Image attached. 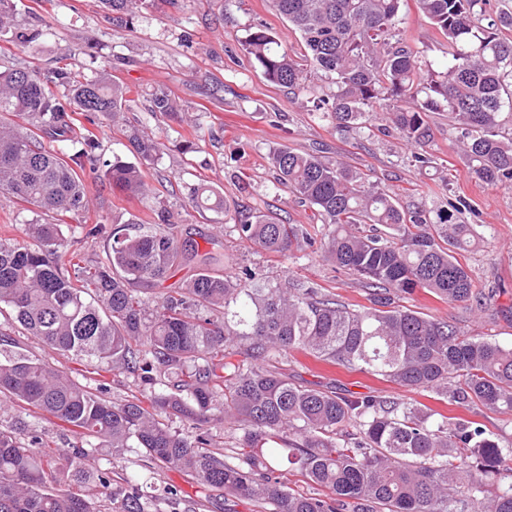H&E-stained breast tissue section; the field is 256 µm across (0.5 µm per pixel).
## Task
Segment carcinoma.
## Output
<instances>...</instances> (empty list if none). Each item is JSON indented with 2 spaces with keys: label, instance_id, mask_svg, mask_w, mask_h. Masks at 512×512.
<instances>
[{
  "label": "carcinoma",
  "instance_id": "1",
  "mask_svg": "<svg viewBox=\"0 0 512 512\" xmlns=\"http://www.w3.org/2000/svg\"><path fill=\"white\" fill-rule=\"evenodd\" d=\"M298 33L304 51L291 55L259 24L247 35V54L263 77L305 96L320 117L365 138L395 134L411 159L431 163L430 113L446 112L462 144L467 174L491 186H512V13L489 14L490 0H415L448 43L438 64L403 36V0H268ZM146 0H101L112 23L139 12ZM35 41L18 20L14 0H0V36ZM323 72L329 92L315 95L308 74ZM128 90L107 74L79 81L64 67L44 73L18 63L0 70V190L59 216L85 207L81 173L92 161L94 135L74 136L72 114L123 120ZM511 111H503L504 107ZM150 111L177 116L176 100L154 93ZM128 142L148 164L163 150L138 129ZM81 148L61 158L45 143ZM278 185L312 209L321 228L310 233L274 212L231 209L203 181L191 195L199 212L224 215L241 239L266 252L319 245L321 255L370 287L371 306L353 308L312 287L293 288L250 268L231 279L210 269L169 286L155 304L133 285L161 284L197 256L169 218L142 224H97L89 236L112 243L104 263L62 261L59 224H28L29 243L0 241V305L44 345L136 374L149 386L151 408L134 397L114 402L0 338V396L50 413L80 430L85 445L55 454L54 467L36 437L20 441L0 429V512H96L79 486L89 476L96 441L136 447L156 465L182 470L272 512H512V440L472 421L434 418L420 403L343 396L303 388L270 365L292 350L420 390L462 406L512 410V347L465 336L395 304L394 295L422 290L471 311L484 294L458 255L479 242L471 224L450 213L379 191L342 160L284 147L270 153ZM103 177L114 188L144 194L141 167L115 158ZM241 356L225 361L226 351ZM179 419L192 434L173 431ZM242 426V465L209 450V427ZM324 494L294 492L282 462ZM112 512H147L133 493Z\"/></svg>",
  "mask_w": 512,
  "mask_h": 512
}]
</instances>
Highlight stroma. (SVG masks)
<instances>
[{
	"label": "stroma",
	"mask_w": 512,
	"mask_h": 512,
	"mask_svg": "<svg viewBox=\"0 0 512 512\" xmlns=\"http://www.w3.org/2000/svg\"><path fill=\"white\" fill-rule=\"evenodd\" d=\"M28 27L41 30L32 48L23 49L0 39V65L30 60L51 69L59 54L72 52V67L81 78L93 79L102 68L126 84L132 104L128 124L152 132L165 148L146 168L147 182L156 195L132 196L111 188L106 180L89 173L84 187L86 211L60 217L68 244L85 260L104 261L107 244L85 238L87 225L160 223L173 215L175 232L199 244L194 262L179 267L175 280H183L205 266L228 276H238L248 265L293 284L330 292L351 305L369 303L362 279L336 269L321 254L306 250L289 256L266 253L239 239L223 215L198 213L190 204L199 181H208L225 198L247 211H273L293 224L309 225L311 211L292 194L280 190L270 152L286 146L329 158H340L367 174L390 194H414L416 200L440 209L452 208V221L471 224L481 242L464 262L487 296L483 312L415 291L402 300L404 306L424 317L455 324L464 334L484 336L512 346V189L489 186L467 174L456 134L445 117L432 115L433 163L413 166L409 152L391 136L370 140L336 131L309 108L295 103L287 88L267 81L243 49L250 27L265 24L287 45L301 52L296 34L273 12L267 0H149L142 12L123 26H114L99 0H15ZM401 15L403 32L415 48L431 61L443 58V39L422 15L414 0H405ZM166 90L178 96L194 118L185 125L175 117H161L148 110L149 94ZM79 128L93 132L98 160L118 156L127 162L136 157L120 128L86 112L76 115ZM34 208L0 193V238L26 241L25 226ZM0 332L9 335L51 366L67 373L94 394L119 401L141 394L144 383L136 376L112 370L72 354L41 347L14 319L0 311ZM297 384L357 397L379 396L388 400L419 402L445 416L475 421L505 437H512V411H491L479 405L467 408L440 403L421 391L352 372L343 366L316 360L292 351L278 363ZM27 424L21 441L39 436L54 448L67 447L74 435L65 423L46 412H31L0 398V424ZM100 472L106 474L114 496L139 488L147 496L148 512H260L247 500L231 499L215 506L208 488L175 469H161L143 457L140 449L114 451L108 445L91 450Z\"/></svg>",
	"instance_id": "obj_1"
}]
</instances>
